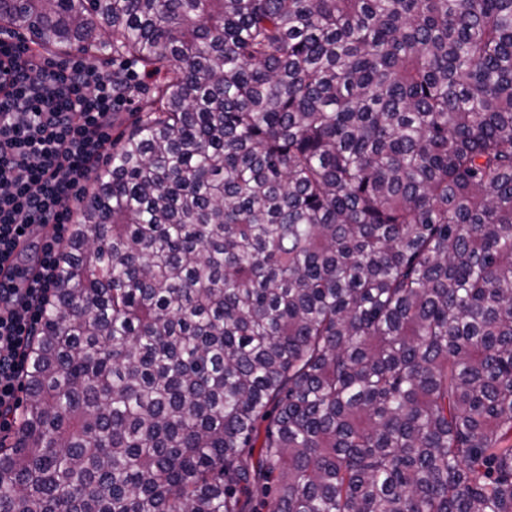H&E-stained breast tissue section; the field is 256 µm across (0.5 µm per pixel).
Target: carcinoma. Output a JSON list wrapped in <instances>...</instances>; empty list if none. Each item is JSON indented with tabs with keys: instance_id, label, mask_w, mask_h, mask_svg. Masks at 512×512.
I'll return each instance as SVG.
<instances>
[{
	"instance_id": "carcinoma-1",
	"label": "carcinoma",
	"mask_w": 512,
	"mask_h": 512,
	"mask_svg": "<svg viewBox=\"0 0 512 512\" xmlns=\"http://www.w3.org/2000/svg\"><path fill=\"white\" fill-rule=\"evenodd\" d=\"M0 31L136 107L0 512H512V0H0Z\"/></svg>"
}]
</instances>
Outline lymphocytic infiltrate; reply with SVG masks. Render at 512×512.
Masks as SVG:
<instances>
[{
    "label": "lymphocytic infiltrate",
    "instance_id": "f902f5d3",
    "mask_svg": "<svg viewBox=\"0 0 512 512\" xmlns=\"http://www.w3.org/2000/svg\"><path fill=\"white\" fill-rule=\"evenodd\" d=\"M123 106L111 74L80 58L55 67L23 42L0 38V267L14 259L24 230H43L29 282L0 280V429L55 286L79 188L108 152L112 115Z\"/></svg>",
    "mask_w": 512,
    "mask_h": 512
}]
</instances>
